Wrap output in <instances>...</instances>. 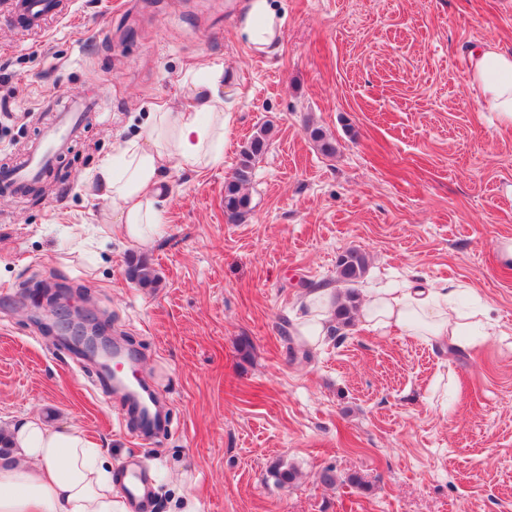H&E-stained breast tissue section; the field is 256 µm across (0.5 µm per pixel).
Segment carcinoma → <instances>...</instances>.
I'll use <instances>...</instances> for the list:
<instances>
[{"instance_id": "obj_1", "label": "carcinoma", "mask_w": 512, "mask_h": 512, "mask_svg": "<svg viewBox=\"0 0 512 512\" xmlns=\"http://www.w3.org/2000/svg\"><path fill=\"white\" fill-rule=\"evenodd\" d=\"M271 131V126H264L250 138L240 152L232 179L225 185L224 214L232 224L243 222L251 212L250 198L243 189L252 181L255 164L268 146ZM308 133L323 154L332 155L336 152L335 145L322 129L313 127L308 130ZM367 269L368 256L358 249L346 250L337 261V273L340 279L346 282L358 281L365 275ZM128 276L143 288H151L157 282L155 270L149 263L134 256L128 262ZM356 308V296L350 294L347 296V302L337 305L336 318L342 325L348 326L352 321L353 310Z\"/></svg>"}]
</instances>
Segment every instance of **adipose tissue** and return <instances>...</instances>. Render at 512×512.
Returning <instances> with one entry per match:
<instances>
[{
  "mask_svg": "<svg viewBox=\"0 0 512 512\" xmlns=\"http://www.w3.org/2000/svg\"><path fill=\"white\" fill-rule=\"evenodd\" d=\"M285 15L277 0H247L236 24L238 38L259 52L274 51ZM470 79L485 111L499 128L512 130V54L486 46L470 55ZM187 101L149 113L143 135L119 143L100 160L94 178L112 203L119 230L148 243L163 224V185L169 169L197 172L224 161L229 115L224 102V66L207 62L183 80ZM459 286L446 281L427 288H371L361 320L366 329L401 330L422 342L451 351L477 345L494 335L487 309L461 310ZM309 317L296 324L308 344L323 342L336 329L332 289L306 297ZM11 455L0 459V512H129L111 463L95 441L74 430H55L31 416L7 432Z\"/></svg>",
  "mask_w": 512,
  "mask_h": 512,
  "instance_id": "ef3b65f1",
  "label": "adipose tissue"
}]
</instances>
